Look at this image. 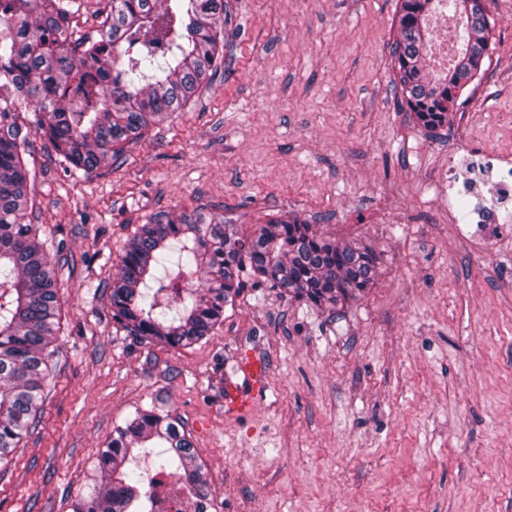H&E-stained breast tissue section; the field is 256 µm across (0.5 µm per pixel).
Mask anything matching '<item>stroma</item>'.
<instances>
[{
	"mask_svg": "<svg viewBox=\"0 0 512 512\" xmlns=\"http://www.w3.org/2000/svg\"><path fill=\"white\" fill-rule=\"evenodd\" d=\"M447 125L420 128L391 50L401 0H227L224 61L119 163L67 170L36 136L33 209L60 263L41 417L0 465V512H72L116 426L183 425L216 512H512V218L497 241L449 207L448 156H512V0ZM110 0H72L97 39ZM224 216L249 237L300 217L370 245L371 288L314 307L244 278L211 336L170 347L113 321L112 278L158 212ZM260 352L268 387L224 412Z\"/></svg>",
	"mask_w": 512,
	"mask_h": 512,
	"instance_id": "obj_1",
	"label": "stroma"
}]
</instances>
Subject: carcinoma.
Wrapping results in <instances>:
<instances>
[{
	"label": "carcinoma",
	"mask_w": 512,
	"mask_h": 512,
	"mask_svg": "<svg viewBox=\"0 0 512 512\" xmlns=\"http://www.w3.org/2000/svg\"><path fill=\"white\" fill-rule=\"evenodd\" d=\"M443 0H402L394 66L405 104L425 129L448 112L493 51V24L475 0H449L464 32L442 73L428 62L429 15ZM96 41L76 55L70 0H0V82L32 111L0 109V464H8L37 422L59 331V283L29 205L30 136L46 138L74 170L117 161L124 145L185 105L223 60L224 0H111ZM179 243L171 299L144 291ZM378 257L297 219L272 220L249 239L204 213H160L140 226L112 279V319L133 336L185 347L210 336L239 294L243 273L321 307L354 298L374 283ZM157 443V469L184 481L208 512L204 465L186 431L168 414L142 410L116 427L94 467L102 484L72 512H134L152 497L142 473L126 468L137 448Z\"/></svg>",
	"instance_id": "obj_1"
}]
</instances>
